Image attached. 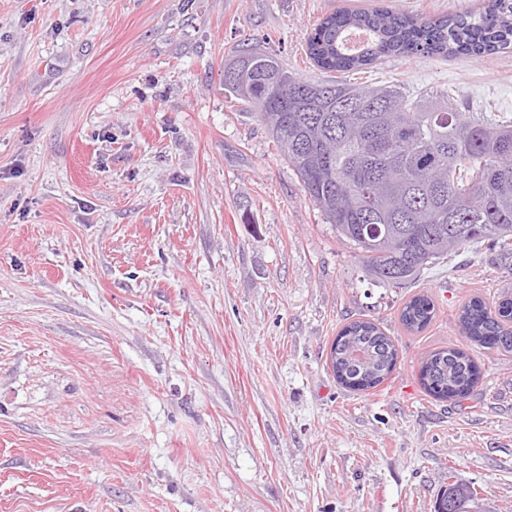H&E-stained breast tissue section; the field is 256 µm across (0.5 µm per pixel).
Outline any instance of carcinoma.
<instances>
[{
  "label": "carcinoma",
  "mask_w": 512,
  "mask_h": 512,
  "mask_svg": "<svg viewBox=\"0 0 512 512\" xmlns=\"http://www.w3.org/2000/svg\"><path fill=\"white\" fill-rule=\"evenodd\" d=\"M355 29L372 33L353 54L343 47ZM512 47V0H488L479 12L430 19L389 8L346 10L322 19L306 41L308 60L339 74L325 83L288 72L273 56L243 50L235 62H253L244 79H224L232 97L256 107L305 193L327 223L359 249L367 274L392 285L416 279L448 253L482 241L512 270V121L470 112L448 96L413 103L397 85L358 86L351 71L387 57L481 56ZM434 304L412 297L400 320L419 332ZM458 322L482 348L512 352V295L491 306L465 302ZM397 360L392 339L368 320L344 326L330 361L337 381L355 390L382 384ZM425 392L459 404L480 378L474 357L459 348L429 354L420 372ZM477 489L451 483L436 512L448 503L467 512Z\"/></svg>",
  "instance_id": "cac0c4a2"
}]
</instances>
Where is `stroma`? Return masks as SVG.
Returning a JSON list of instances; mask_svg holds the SVG:
<instances>
[{"label": "stroma", "mask_w": 512, "mask_h": 512, "mask_svg": "<svg viewBox=\"0 0 512 512\" xmlns=\"http://www.w3.org/2000/svg\"><path fill=\"white\" fill-rule=\"evenodd\" d=\"M436 18L485 0H392ZM373 0H0V512H434L449 480L512 512V354L461 305L512 293L485 243L392 286L323 219L254 107L245 45L330 75L305 38ZM353 82L512 118V53L388 57ZM429 296L435 316L400 312ZM398 350L377 388L332 371L340 329ZM472 352L456 405L421 359ZM434 311V304L427 296L417 295L404 305L400 320L407 331L419 332L429 325Z\"/></svg>", "instance_id": "35a3bbf8"}]
</instances>
